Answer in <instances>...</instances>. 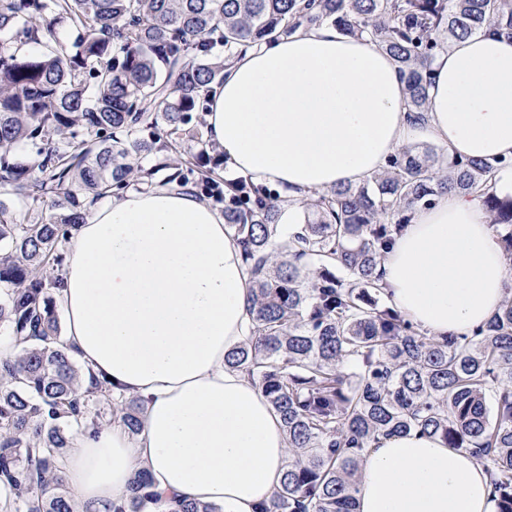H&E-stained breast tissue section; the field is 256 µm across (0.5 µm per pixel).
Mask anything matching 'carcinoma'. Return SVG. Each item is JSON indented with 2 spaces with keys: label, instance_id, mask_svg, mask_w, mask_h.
<instances>
[{
  "label": "carcinoma",
  "instance_id": "carcinoma-1",
  "mask_svg": "<svg viewBox=\"0 0 512 512\" xmlns=\"http://www.w3.org/2000/svg\"><path fill=\"white\" fill-rule=\"evenodd\" d=\"M78 34L67 42L58 26ZM329 23L387 52L423 120L431 62L448 40L490 27L512 36V0H0V327L19 349L0 363V512H77L58 475L71 423L96 428L95 403L142 428L137 399L57 346L55 290L87 204L134 188H224V224L251 275V335L224 363L245 371L279 414L289 462L261 512H357L360 468L382 436L420 431L473 456L496 512H512V287L469 336H429L381 303V259L419 208L475 194L512 257V197L493 191L512 158L447 159L409 144L359 186L308 204L290 233L280 198L185 127L206 91L248 49ZM36 43L35 56L22 47ZM17 202L14 209L9 203ZM137 474L112 512H166Z\"/></svg>",
  "mask_w": 512,
  "mask_h": 512
}]
</instances>
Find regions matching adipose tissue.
Listing matches in <instances>:
<instances>
[{
  "instance_id": "ef3b65f1",
  "label": "adipose tissue",
  "mask_w": 512,
  "mask_h": 512,
  "mask_svg": "<svg viewBox=\"0 0 512 512\" xmlns=\"http://www.w3.org/2000/svg\"><path fill=\"white\" fill-rule=\"evenodd\" d=\"M432 75L418 122L390 55L326 24L226 68L206 96L208 135L235 172L277 186L284 224L316 193L363 183L417 138L452 156H512V37L453 39ZM381 269L394 308L436 337L485 324L512 287V262L481 203L454 191L415 212ZM61 278V345L85 379H110L144 408L138 435L118 411L72 435L60 476L80 512H109L140 469L164 495L223 512L269 501L288 443L247 375L224 364L252 321L251 277L223 215L169 186L126 191L73 230ZM357 512H494L490 478L439 438L387 437L362 467Z\"/></svg>"
}]
</instances>
